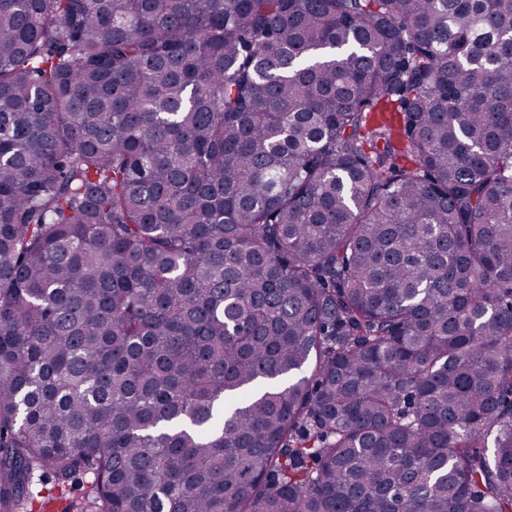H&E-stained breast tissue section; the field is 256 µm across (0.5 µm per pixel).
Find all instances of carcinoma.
<instances>
[{
    "label": "carcinoma",
    "mask_w": 512,
    "mask_h": 512,
    "mask_svg": "<svg viewBox=\"0 0 512 512\" xmlns=\"http://www.w3.org/2000/svg\"><path fill=\"white\" fill-rule=\"evenodd\" d=\"M37 470L512 512V0H0V512Z\"/></svg>",
    "instance_id": "obj_1"
}]
</instances>
